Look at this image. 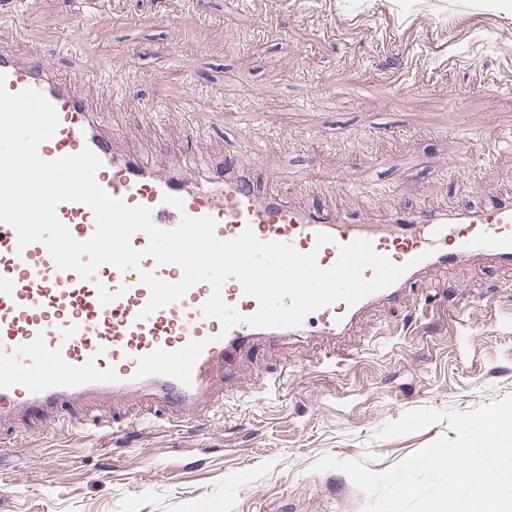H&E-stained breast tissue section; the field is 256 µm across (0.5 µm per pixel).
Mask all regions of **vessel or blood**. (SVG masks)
Here are the masks:
<instances>
[{"mask_svg": "<svg viewBox=\"0 0 512 512\" xmlns=\"http://www.w3.org/2000/svg\"><path fill=\"white\" fill-rule=\"evenodd\" d=\"M0 73L8 91L35 88L55 106L59 125L39 147L43 159L91 148L102 161L98 184L127 205L149 207L159 227L173 228L185 215L209 216L219 238H234L249 227L261 241L316 252L324 268L337 261L341 245L370 240L377 253L406 268L393 285L369 295L372 303L398 301L404 288L433 267L456 268L478 258L512 267V197L491 199L475 211L451 206L402 212L384 224L299 211L278 195L256 193L240 158L195 165L180 155L156 162L120 152L99 130L81 93L83 78L58 82L39 54L19 58L0 51ZM168 194L180 197L182 208L164 203ZM57 215L77 240L95 232L94 213L85 204L61 203ZM321 232L331 235V243L317 245ZM17 242L14 227L0 222V415L38 412L59 421L89 395L136 390L162 402L177 422L209 407L215 369L233 363L253 342L298 336L316 322L322 335L338 336L361 311L339 301L295 327H256L247 318L256 313L257 300L231 278L222 295L244 320L226 331L201 312L211 295L206 283L144 314L150 291L141 271L176 282L183 276L178 265L147 256L140 270L105 264L84 280L59 269L43 244L21 249Z\"/></svg>", "mask_w": 512, "mask_h": 512, "instance_id": "b4317fda", "label": "vessel or blood"}]
</instances>
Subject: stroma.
Here are the masks:
<instances>
[{
	"label": "stroma",
	"mask_w": 512,
	"mask_h": 512,
	"mask_svg": "<svg viewBox=\"0 0 512 512\" xmlns=\"http://www.w3.org/2000/svg\"><path fill=\"white\" fill-rule=\"evenodd\" d=\"M112 2L30 0L24 33L0 20V50L86 74L123 150L180 153L189 122L202 153L249 160L289 205L366 224L512 196V0ZM115 94L132 111H111ZM474 265L425 271L334 340L254 346L216 372L214 413L177 427L136 398L97 402L116 434L0 419V512H362L322 457L384 473L457 437L444 421L381 437L405 412L512 396V269Z\"/></svg>",
	"instance_id": "35a3bbf8"
}]
</instances>
